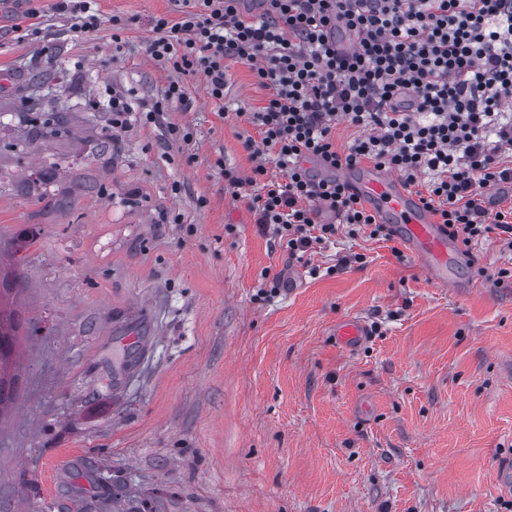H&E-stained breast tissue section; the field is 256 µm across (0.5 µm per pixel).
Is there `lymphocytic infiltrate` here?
<instances>
[{"mask_svg": "<svg viewBox=\"0 0 512 512\" xmlns=\"http://www.w3.org/2000/svg\"><path fill=\"white\" fill-rule=\"evenodd\" d=\"M241 2L183 0L179 21L150 18L147 51L177 78L144 120L190 110L186 81L199 74L223 100L225 60L249 65L269 96L235 114L257 130L246 141L257 164L247 177L225 168L224 182L249 195L261 234L299 258L343 225L390 239L346 182L306 166L367 160L410 186L427 176L423 202L464 247L493 234L512 252V205L486 206L489 189L512 185V0H261L253 19ZM340 20L359 38L349 58L336 52ZM341 121L365 131L344 152ZM322 208L337 222H316Z\"/></svg>", "mask_w": 512, "mask_h": 512, "instance_id": "f902f5d3", "label": "lymphocytic infiltrate"}]
</instances>
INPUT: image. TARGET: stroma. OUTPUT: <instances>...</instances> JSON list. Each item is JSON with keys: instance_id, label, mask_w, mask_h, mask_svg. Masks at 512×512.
Wrapping results in <instances>:
<instances>
[{"instance_id": "1", "label": "stroma", "mask_w": 512, "mask_h": 512, "mask_svg": "<svg viewBox=\"0 0 512 512\" xmlns=\"http://www.w3.org/2000/svg\"><path fill=\"white\" fill-rule=\"evenodd\" d=\"M47 4L0 0V249L28 240L0 512H506L512 281L477 275L502 264L498 240L453 288L364 231L298 262L224 187V165H255L234 115L268 97L249 66L226 60L223 103L198 76L191 110L114 132L90 102L160 101L171 73L148 21L178 19L174 0H95L87 34L47 15L48 46L28 30ZM59 109L64 133L26 145ZM353 316L374 332L341 346Z\"/></svg>"}]
</instances>
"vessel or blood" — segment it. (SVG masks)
<instances>
[{
	"mask_svg": "<svg viewBox=\"0 0 512 512\" xmlns=\"http://www.w3.org/2000/svg\"><path fill=\"white\" fill-rule=\"evenodd\" d=\"M335 177L350 185L379 222L392 226L396 238L406 245L430 280L447 285L450 271L461 261V244L396 174L363 164L336 169ZM369 334L367 323L358 318L348 319L336 328L337 338L346 345L363 343Z\"/></svg>",
	"mask_w": 512,
	"mask_h": 512,
	"instance_id": "b4317fda",
	"label": "vessel or blood"
}]
</instances>
